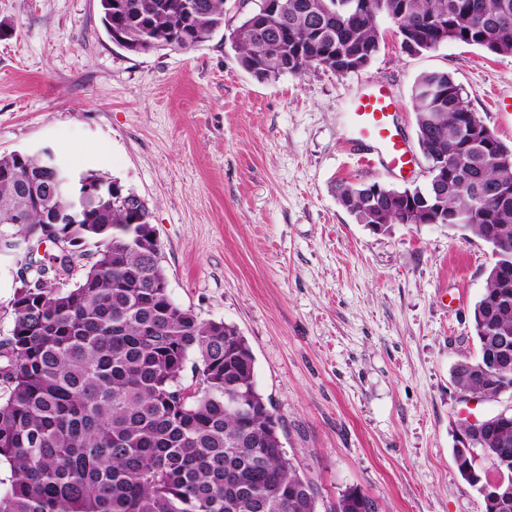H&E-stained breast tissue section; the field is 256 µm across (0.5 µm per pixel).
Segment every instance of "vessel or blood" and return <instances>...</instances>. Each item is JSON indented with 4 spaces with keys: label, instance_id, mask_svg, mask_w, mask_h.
<instances>
[{
    "label": "vessel or blood",
    "instance_id": "vessel-or-blood-1",
    "mask_svg": "<svg viewBox=\"0 0 512 512\" xmlns=\"http://www.w3.org/2000/svg\"><path fill=\"white\" fill-rule=\"evenodd\" d=\"M397 103L384 87L358 98L354 120L363 139L374 145L373 152L362 153L367 166L381 165L391 170L409 164V148L395 123Z\"/></svg>",
    "mask_w": 512,
    "mask_h": 512
}]
</instances>
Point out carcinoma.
<instances>
[{"instance_id": "obj_1", "label": "carcinoma", "mask_w": 512, "mask_h": 512, "mask_svg": "<svg viewBox=\"0 0 512 512\" xmlns=\"http://www.w3.org/2000/svg\"><path fill=\"white\" fill-rule=\"evenodd\" d=\"M276 0L265 26L241 12L231 32L241 66L264 82L283 73L361 69L379 50L377 18L395 25L407 53L450 42L512 54V0ZM225 0H99L112 42L134 53L188 49L224 27ZM412 107L420 137L454 157L448 181L398 190L380 182L340 183L338 203L358 224H401L400 194L411 193L419 222L439 210L512 264V165L506 148L468 138V102L445 71L419 75ZM74 168L46 167L30 152L0 155V223L26 212L24 243L60 238L90 260L80 280L59 288L70 263L37 262L15 289L13 326L0 341V512H320V491L282 450L279 421L258 388L255 358L236 326L202 322L159 287L162 266L130 242V225L149 223L110 192L78 199L65 183ZM74 217L56 224L58 213ZM512 288L489 274L473 310L480 354L456 364L461 390L512 393ZM499 350L508 372L480 368ZM199 394L182 372L190 357ZM492 438L472 444L457 470L474 490L486 462L512 459V416L489 421ZM370 496L349 488L330 512H369Z\"/></svg>"}]
</instances>
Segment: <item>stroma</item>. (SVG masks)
I'll return each mask as SVG.
<instances>
[{"mask_svg": "<svg viewBox=\"0 0 512 512\" xmlns=\"http://www.w3.org/2000/svg\"><path fill=\"white\" fill-rule=\"evenodd\" d=\"M225 11L227 28L191 49L134 55L106 35L99 0H0V154L49 149L147 203L172 299L246 337L284 448L324 504L357 487L383 512H482L454 463L465 404L452 370L479 355L491 250L443 224L373 232L332 188L427 185L421 151L394 173L349 149L353 103L379 83L416 143L426 71L450 73L512 146V56L459 42L410 54L382 16L359 72L263 83L229 41L237 0ZM18 260L0 253V339Z\"/></svg>", "mask_w": 512, "mask_h": 512, "instance_id": "stroma-1", "label": "stroma"}]
</instances>
